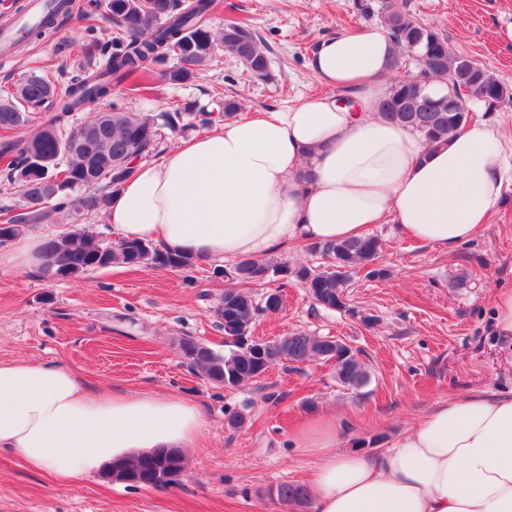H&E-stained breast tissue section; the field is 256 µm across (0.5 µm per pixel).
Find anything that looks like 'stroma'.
Returning <instances> with one entry per match:
<instances>
[{
  "label": "stroma",
  "mask_w": 512,
  "mask_h": 512,
  "mask_svg": "<svg viewBox=\"0 0 512 512\" xmlns=\"http://www.w3.org/2000/svg\"><path fill=\"white\" fill-rule=\"evenodd\" d=\"M66 23L23 49L0 55V93L38 66L59 44L70 47L72 69H94L86 56L88 25L109 40L106 14L85 19L75 0ZM209 23L239 21L269 47L273 81L249 77L230 54L217 52L198 76L181 85L154 78L144 92L113 84L112 102L137 115L172 112L194 102L215 110V97L239 100L247 111L283 110L318 92L307 62L318 41L352 33L366 22L355 0H224ZM421 23L446 34L449 47L512 87V42L499 31L512 23V0H408ZM381 242L383 277L353 273L352 314L322 308L289 283L276 313L260 315L252 335L277 339L293 332L343 340L365 363V386L336 381L333 364L315 360L274 366L261 378L227 389L190 369L185 338L224 348L214 305L227 285L216 260L199 258L189 272L115 264L74 279L46 280L38 268L0 269V360L53 362L73 371L89 390L173 395L197 405L206 419L200 444L183 449L185 469L174 484L132 486L95 473L72 483L36 472L0 454V512H315L286 507L273 493L282 483L310 485L317 456L299 432L318 413L334 412L339 452L387 447L438 401L474 392L512 393V336L494 326V298L512 289V187L490 224L451 251L416 243L394 224L371 229ZM370 323H363L361 315ZM242 412L229 429L225 414Z\"/></svg>",
  "instance_id": "stroma-1"
}]
</instances>
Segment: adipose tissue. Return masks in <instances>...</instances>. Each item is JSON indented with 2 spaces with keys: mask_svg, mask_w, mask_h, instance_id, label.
<instances>
[{
  "mask_svg": "<svg viewBox=\"0 0 512 512\" xmlns=\"http://www.w3.org/2000/svg\"><path fill=\"white\" fill-rule=\"evenodd\" d=\"M393 52L381 27L320 40L308 67L323 94L135 163L108 223L124 238L227 261L362 238L388 221L444 251L473 240L512 184V155L489 122L429 147L380 119ZM204 426L179 397L91 392L60 365L0 361V453L63 480L194 447ZM335 426L325 413L302 432L319 458L316 512H512V395L438 402L372 454L334 451Z\"/></svg>",
  "mask_w": 512,
  "mask_h": 512,
  "instance_id": "adipose-tissue-1",
  "label": "adipose tissue"
}]
</instances>
